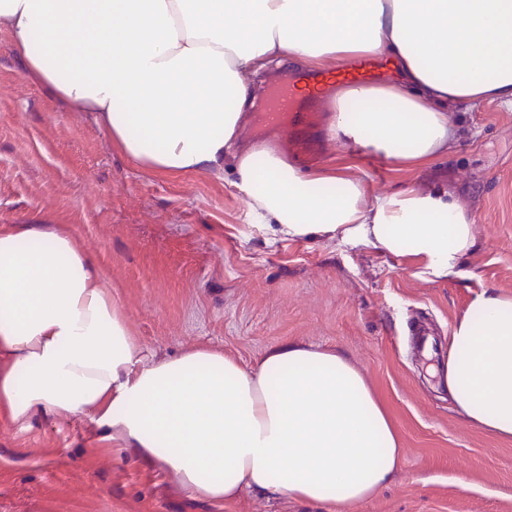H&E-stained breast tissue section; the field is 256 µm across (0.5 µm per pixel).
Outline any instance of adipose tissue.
<instances>
[{
  "mask_svg": "<svg viewBox=\"0 0 512 512\" xmlns=\"http://www.w3.org/2000/svg\"><path fill=\"white\" fill-rule=\"evenodd\" d=\"M0 30L49 94L94 113L136 163L194 174L232 157L270 241L328 238L460 275L473 218L446 191L369 195L262 141L238 149L255 77L383 60L329 94L326 135L402 166L448 153V109L512 107V0H0ZM431 375L474 427L512 439V296L473 297ZM85 420L191 496L246 489L345 508L396 473V429L343 352L292 341L250 369L199 347L149 358L96 256L48 224L0 225V418Z\"/></svg>",
  "mask_w": 512,
  "mask_h": 512,
  "instance_id": "obj_1",
  "label": "adipose tissue"
}]
</instances>
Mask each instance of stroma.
Masks as SVG:
<instances>
[{
	"label": "stroma",
	"mask_w": 512,
	"mask_h": 512,
	"mask_svg": "<svg viewBox=\"0 0 512 512\" xmlns=\"http://www.w3.org/2000/svg\"><path fill=\"white\" fill-rule=\"evenodd\" d=\"M452 151L396 166L324 137L321 100L278 131L282 150L336 165L376 195L450 190L475 220L465 274L426 282L365 245L268 243L232 166L168 175L124 156L96 123L26 76L0 31V225L72 231L99 257L112 294L150 356L198 346L254 366L285 340L347 353L400 440L393 478L351 512H512V440L477 430L429 380L453 323L485 289L512 296V108L455 109ZM0 512H330L257 492L222 505L191 498L129 448H103L86 425L0 421Z\"/></svg>",
	"instance_id": "35a3bbf8"
}]
</instances>
